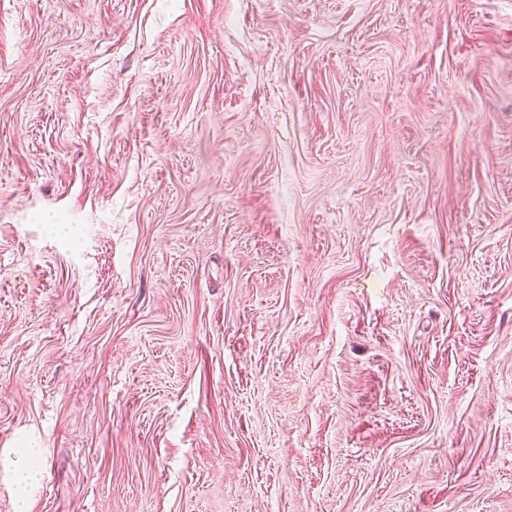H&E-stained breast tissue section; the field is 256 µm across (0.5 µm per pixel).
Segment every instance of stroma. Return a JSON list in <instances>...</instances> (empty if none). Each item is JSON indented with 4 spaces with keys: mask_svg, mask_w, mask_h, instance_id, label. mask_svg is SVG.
<instances>
[{
    "mask_svg": "<svg viewBox=\"0 0 512 512\" xmlns=\"http://www.w3.org/2000/svg\"><path fill=\"white\" fill-rule=\"evenodd\" d=\"M0 512H512V0H0Z\"/></svg>",
    "mask_w": 512,
    "mask_h": 512,
    "instance_id": "1",
    "label": "stroma"
}]
</instances>
